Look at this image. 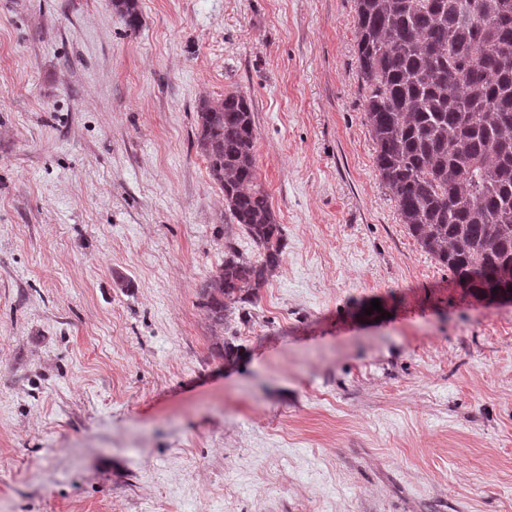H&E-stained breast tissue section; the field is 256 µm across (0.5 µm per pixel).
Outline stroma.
I'll list each match as a JSON object with an SVG mask.
<instances>
[{
	"label": "stroma",
	"instance_id": "1",
	"mask_svg": "<svg viewBox=\"0 0 512 512\" xmlns=\"http://www.w3.org/2000/svg\"><path fill=\"white\" fill-rule=\"evenodd\" d=\"M138 3L0 0V512H512V304L401 223L355 0ZM235 91L286 247L227 362L194 107Z\"/></svg>",
	"mask_w": 512,
	"mask_h": 512
}]
</instances>
